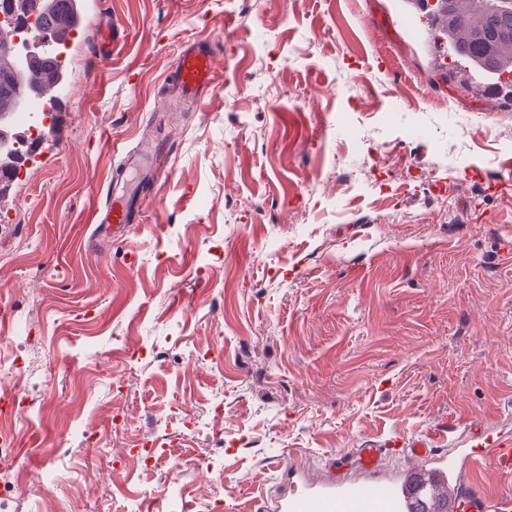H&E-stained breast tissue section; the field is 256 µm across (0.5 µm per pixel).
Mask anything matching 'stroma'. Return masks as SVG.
Segmentation results:
<instances>
[{"instance_id": "1", "label": "stroma", "mask_w": 512, "mask_h": 512, "mask_svg": "<svg viewBox=\"0 0 512 512\" xmlns=\"http://www.w3.org/2000/svg\"><path fill=\"white\" fill-rule=\"evenodd\" d=\"M419 24L402 0H85L69 146L0 197V367L53 376L0 411V512H259L282 458L327 480L362 443L512 433V99L445 82ZM203 37L222 83L162 102ZM146 139L159 179L116 243L84 216ZM102 446L131 480L102 483Z\"/></svg>"}]
</instances>
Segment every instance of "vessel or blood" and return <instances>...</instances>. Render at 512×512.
Listing matches in <instances>:
<instances>
[{
    "mask_svg": "<svg viewBox=\"0 0 512 512\" xmlns=\"http://www.w3.org/2000/svg\"><path fill=\"white\" fill-rule=\"evenodd\" d=\"M222 75L209 39L188 42L180 51L166 84L169 97L202 106L206 93ZM42 114L45 126H56L62 114V90L57 79L44 81ZM154 149L146 142L127 151L121 169L113 173L103 201L91 209L88 221L99 233L121 240L128 225L141 221L145 201L139 193L140 177L152 164ZM447 427L414 438H392L381 445L350 449L347 459L365 470L378 469L386 457L404 456L416 461L400 480L380 483L326 484L304 476L292 481L286 494L274 501L271 512H512V493L489 491L475 477L479 465L512 473V435H475L464 458L441 451Z\"/></svg>",
    "mask_w": 512,
    "mask_h": 512,
    "instance_id": "vessel-or-blood-1",
    "label": "vessel or blood"
}]
</instances>
